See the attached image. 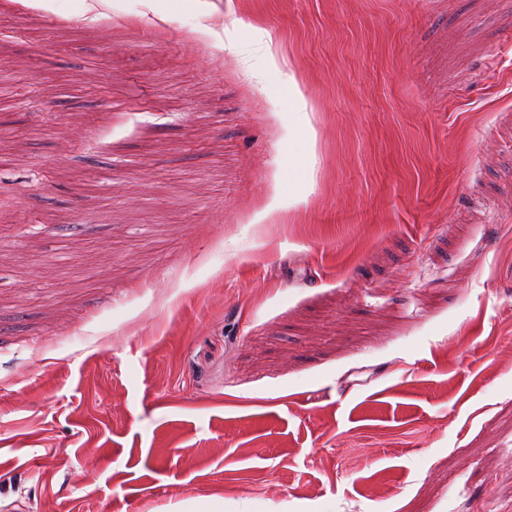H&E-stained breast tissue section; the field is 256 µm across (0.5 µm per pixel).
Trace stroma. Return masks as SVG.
<instances>
[{
    "label": "stroma",
    "mask_w": 512,
    "mask_h": 512,
    "mask_svg": "<svg viewBox=\"0 0 512 512\" xmlns=\"http://www.w3.org/2000/svg\"><path fill=\"white\" fill-rule=\"evenodd\" d=\"M209 502L512 512V0H0V507Z\"/></svg>",
    "instance_id": "stroma-1"
}]
</instances>
